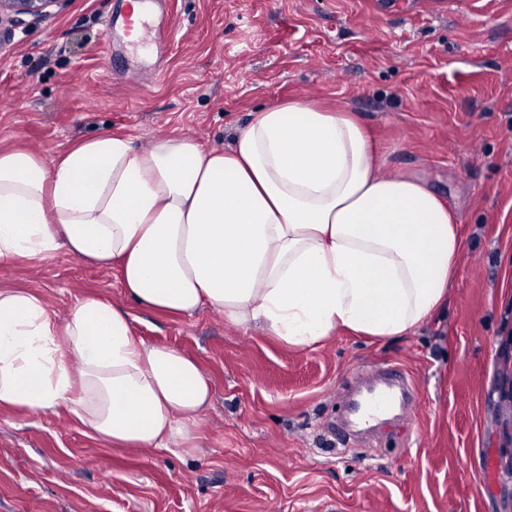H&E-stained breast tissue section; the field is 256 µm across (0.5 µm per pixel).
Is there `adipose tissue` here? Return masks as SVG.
<instances>
[{
    "label": "adipose tissue",
    "instance_id": "adipose-tissue-1",
    "mask_svg": "<svg viewBox=\"0 0 512 512\" xmlns=\"http://www.w3.org/2000/svg\"><path fill=\"white\" fill-rule=\"evenodd\" d=\"M365 124L295 98L256 113L223 152L170 135L140 150L108 132L52 161L0 149V264L63 248L118 267L128 299L211 309L291 349L347 332L411 335L448 303L456 210L415 175L382 176ZM212 382L183 352L135 338L129 312L0 289V410L67 407L120 448L189 446Z\"/></svg>",
    "mask_w": 512,
    "mask_h": 512
}]
</instances>
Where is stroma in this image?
<instances>
[{
  "label": "stroma",
  "mask_w": 512,
  "mask_h": 512,
  "mask_svg": "<svg viewBox=\"0 0 512 512\" xmlns=\"http://www.w3.org/2000/svg\"><path fill=\"white\" fill-rule=\"evenodd\" d=\"M150 0L155 44L108 29L115 0H61L0 46V147L52 159L123 131L227 148L291 96L356 113L385 171L425 179L459 213L465 250L445 310L386 341L342 333L313 350L204 309L131 307L136 338L211 377L192 448H115L67 411H0V512H512V0ZM58 320L126 298L117 268L53 252L0 265ZM395 363L421 393L411 439L330 430L343 387Z\"/></svg>",
  "instance_id": "35a3bbf8"
}]
</instances>
